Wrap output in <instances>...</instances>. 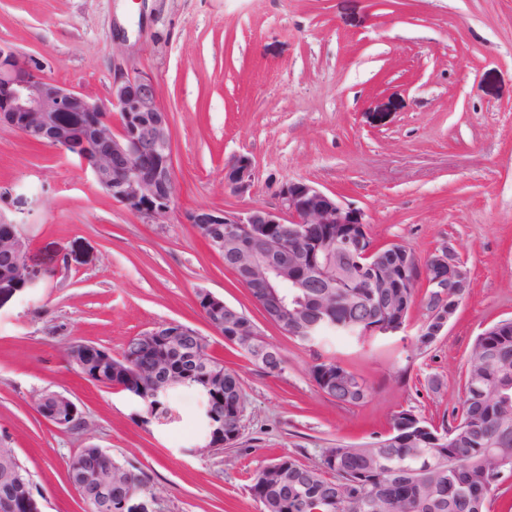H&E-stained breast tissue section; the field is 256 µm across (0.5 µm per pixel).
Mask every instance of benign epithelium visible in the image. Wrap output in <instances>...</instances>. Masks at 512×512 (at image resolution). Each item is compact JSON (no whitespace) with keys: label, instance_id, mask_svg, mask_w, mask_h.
I'll return each instance as SVG.
<instances>
[{"label":"benign epithelium","instance_id":"7a95c632","mask_svg":"<svg viewBox=\"0 0 512 512\" xmlns=\"http://www.w3.org/2000/svg\"><path fill=\"white\" fill-rule=\"evenodd\" d=\"M61 112L85 116L84 134L80 136L74 128L62 124L58 118ZM0 124L14 128L30 141L59 148L80 139V153L75 158L91 172L104 194L158 224L166 223L173 213L171 121L153 80L121 76L112 84L111 97L98 101L48 79L40 61L0 45ZM253 179L252 161L247 156L240 155L224 167V184L235 195L251 193ZM277 196L275 208H199L188 215V221L221 226L218 249L241 273L245 287L262 288L261 304L276 313V320L289 336L307 341L320 335L319 322L305 315V292L312 287L305 269L332 250L345 257L359 287L367 289V303L392 316L370 325L368 336L392 335L403 328L404 305L386 292L388 288H415L426 281L431 292L425 300L428 318L420 334L431 341L441 335L468 295L470 273L448 248L435 251L423 263L410 250L401 263H380L364 212L346 204L337 194L299 180L281 184ZM333 224L341 229L332 231ZM290 238L305 242L307 249L291 248ZM0 253L15 258L11 270L0 277V295L26 288L33 275L26 264L27 240L20 230H15L11 239H0ZM200 295L215 315V320L208 323L214 332L230 343H238V348L250 357L263 358L272 367L277 364L275 351L250 340L258 331L241 321L237 307L207 289L200 290ZM226 327L230 332H224ZM197 335V331L177 321L142 332L135 337L134 346L150 360V367L134 369L129 380L115 388L137 401L147 394L166 393L171 381L161 368L159 352L188 351ZM45 399L51 404L43 409L47 420L65 428L81 422L77 405L67 396L49 392ZM203 421L207 436L195 453L208 454L222 446L224 438H236L234 433L224 434V424L211 413H206ZM68 465L82 473V481L72 484L78 498L87 496L90 487L96 500H112L116 480L108 470L87 466L84 449L72 454Z\"/></svg>","mask_w":512,"mask_h":512}]
</instances>
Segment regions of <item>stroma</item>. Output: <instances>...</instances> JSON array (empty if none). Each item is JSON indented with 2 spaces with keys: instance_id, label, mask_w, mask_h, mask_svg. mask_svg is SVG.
I'll use <instances>...</instances> for the list:
<instances>
[{
  "instance_id": "35a3bbf8",
  "label": "stroma",
  "mask_w": 512,
  "mask_h": 512,
  "mask_svg": "<svg viewBox=\"0 0 512 512\" xmlns=\"http://www.w3.org/2000/svg\"><path fill=\"white\" fill-rule=\"evenodd\" d=\"M0 45L45 62L52 81L108 100L118 75L151 77L169 112L175 209L157 224L108 198L63 150L0 125V221L30 242L29 287L0 300V446L17 449L44 512H82L67 459L96 445L144 476L149 512H262L259 468L289 456L372 443L393 414L434 426L460 413L477 335L512 318V0H0ZM251 158L250 194L224 166ZM307 180L362 210L377 245L418 260L440 246L470 271L447 330L417 342L428 288L404 330L309 347L269 321L187 215L276 207L282 182ZM205 288L246 312L285 358L267 374L209 329ZM178 321L242 378V429L199 455L196 391L172 392L176 417L143 424L125 392L92 384L68 346L120 353L129 338ZM335 357L371 387L360 405L321 392L310 368ZM57 391L85 426L62 429L35 399Z\"/></svg>"
}]
</instances>
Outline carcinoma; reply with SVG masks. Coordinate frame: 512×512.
<instances>
[{
    "mask_svg": "<svg viewBox=\"0 0 512 512\" xmlns=\"http://www.w3.org/2000/svg\"><path fill=\"white\" fill-rule=\"evenodd\" d=\"M313 280L309 296L318 303L321 294L330 292L338 298L329 316L344 326L342 333L351 336L353 323L374 312L366 303L347 298L353 284L350 267L342 257L323 254L319 267L308 269ZM194 355L173 354L167 369L176 375V387L198 390L205 366L212 363L223 371V379L211 393L213 405L224 420V427L241 431L236 397L242 390L241 377L213 357H204L199 348L206 347L197 337ZM67 361L79 375L102 386L127 381L132 367L140 362L138 352L126 345L121 357L112 359L103 377H98V359L91 355H75L69 349ZM467 362L461 414L453 425L441 428L444 442H407L409 434L402 425L415 418L410 411L394 414L390 427L393 444L384 451L370 445L342 446L335 449L333 462H319L305 471V476L283 485L273 477L281 465L292 461L281 456L260 467L251 491L263 506V512H489L492 497L501 489L494 482L493 458L497 454L512 455V411L503 413L499 404L512 401V320L505 319L485 329L475 339ZM338 361L323 360L311 366L316 384L326 374L336 375ZM478 386L494 393L491 401L473 391ZM333 400L358 405L369 397V387L363 378L349 369L324 389ZM149 421L161 423L171 418V406L166 397L148 398ZM87 455L102 466L116 470L124 483L112 487V507L140 490L144 484L141 473L131 464L115 458L108 450L96 445L86 448ZM35 487L29 474L23 480L0 482V506L6 512H29L27 503Z\"/></svg>",
    "mask_w": 512,
    "mask_h": 512,
    "instance_id": "1",
    "label": "carcinoma"
}]
</instances>
